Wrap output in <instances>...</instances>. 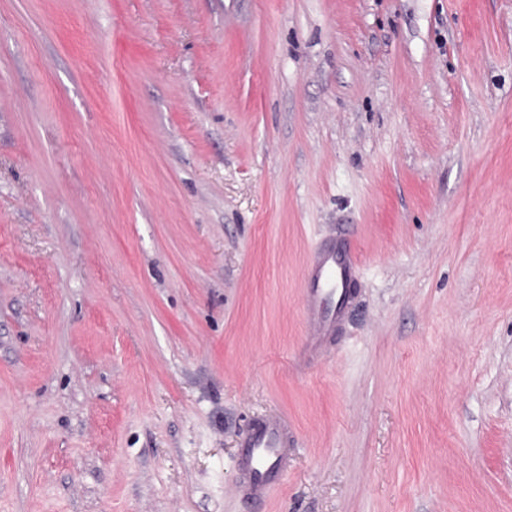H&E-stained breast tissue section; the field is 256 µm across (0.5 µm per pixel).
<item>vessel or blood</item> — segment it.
Listing matches in <instances>:
<instances>
[{"label": "vessel or blood", "instance_id": "b4317fda", "mask_svg": "<svg viewBox=\"0 0 512 512\" xmlns=\"http://www.w3.org/2000/svg\"><path fill=\"white\" fill-rule=\"evenodd\" d=\"M305 315L309 334H332L340 324L346 305L344 290L357 266L349 243L342 238L327 241L310 259ZM284 423L274 418L253 429L246 442L248 452L239 462V486L252 502H261L275 486L288 462Z\"/></svg>", "mask_w": 512, "mask_h": 512}]
</instances>
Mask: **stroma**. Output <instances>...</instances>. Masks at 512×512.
Returning <instances> with one entry per match:
<instances>
[{
	"instance_id": "1",
	"label": "stroma",
	"mask_w": 512,
	"mask_h": 512,
	"mask_svg": "<svg viewBox=\"0 0 512 512\" xmlns=\"http://www.w3.org/2000/svg\"><path fill=\"white\" fill-rule=\"evenodd\" d=\"M0 512H512V0H0ZM310 266L305 315L308 336H313L314 344L339 326L347 298H343L344 288L356 269L357 259L345 239H331L313 253ZM284 422L274 418L253 429L246 442L248 452L239 461V486L252 502H261L275 486L288 462V443L283 437Z\"/></svg>"
}]
</instances>
